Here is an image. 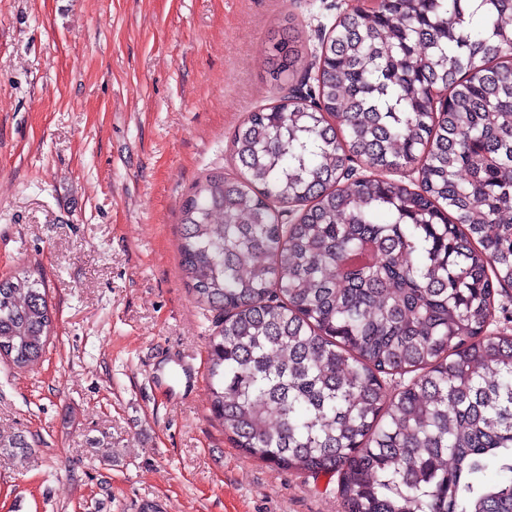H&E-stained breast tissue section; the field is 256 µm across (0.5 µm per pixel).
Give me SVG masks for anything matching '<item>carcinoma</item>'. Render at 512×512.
Returning a JSON list of instances; mask_svg holds the SVG:
<instances>
[{
  "instance_id": "1",
  "label": "carcinoma",
  "mask_w": 512,
  "mask_h": 512,
  "mask_svg": "<svg viewBox=\"0 0 512 512\" xmlns=\"http://www.w3.org/2000/svg\"><path fill=\"white\" fill-rule=\"evenodd\" d=\"M267 53L275 84L302 76L295 20ZM232 153L237 176L184 200L180 255L222 315L208 382L235 447L338 474L345 512H512V335L490 329L512 288V0L339 15L314 92L250 113ZM51 323L40 280L0 282V359L37 361Z\"/></svg>"
}]
</instances>
